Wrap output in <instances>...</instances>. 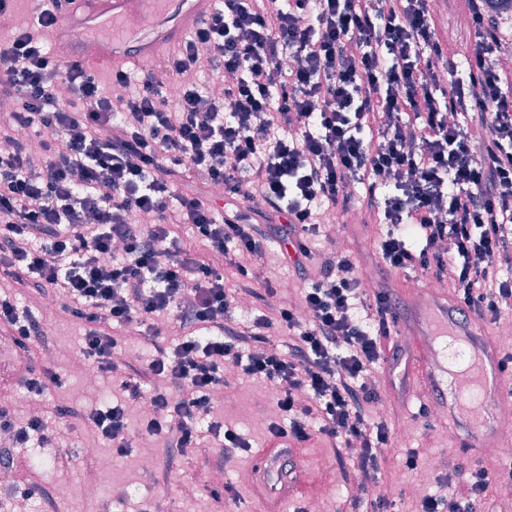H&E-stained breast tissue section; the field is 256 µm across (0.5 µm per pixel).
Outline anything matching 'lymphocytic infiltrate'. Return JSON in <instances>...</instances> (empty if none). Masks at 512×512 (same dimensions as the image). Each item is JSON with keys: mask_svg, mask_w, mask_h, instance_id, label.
I'll list each match as a JSON object with an SVG mask.
<instances>
[{"mask_svg": "<svg viewBox=\"0 0 512 512\" xmlns=\"http://www.w3.org/2000/svg\"><path fill=\"white\" fill-rule=\"evenodd\" d=\"M463 2L472 49L461 63L432 0H220L157 69L115 72L107 92L38 41L65 12L46 0L0 44V99L13 106L0 124V281L13 290L0 297V333L25 354L49 353L19 301L59 297L60 315L85 326L84 359L151 404L144 429L165 445L162 482L250 450L215 420L213 395L260 380L284 417L269 437L325 441L355 491L345 512H393L386 495L358 489L391 465L392 432L373 410L377 373L405 359L400 299L365 288L349 251L331 248L301 317L257 269L274 243L306 274L322 214L357 211L386 225L385 266L447 282L463 320L494 324L512 309V69L500 62L497 0ZM61 76L73 88L64 101ZM216 184L227 201L262 204L217 214L205 202ZM136 212L151 223H131ZM245 302L256 312L237 318ZM144 325L154 352L129 359L116 332ZM63 421L117 456L132 450L124 405L20 418L1 398L11 445L0 457L58 448ZM506 483L512 475L480 463L449 464L447 494L423 496L421 512H486Z\"/></svg>", "mask_w": 512, "mask_h": 512, "instance_id": "obj_1", "label": "lymphocytic infiltrate"}]
</instances>
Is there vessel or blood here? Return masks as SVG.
<instances>
[{"mask_svg":"<svg viewBox=\"0 0 512 512\" xmlns=\"http://www.w3.org/2000/svg\"><path fill=\"white\" fill-rule=\"evenodd\" d=\"M211 8L212 0H72L69 24L56 27L53 46L94 71L158 63ZM130 17L142 22L143 33L123 30ZM418 294L428 297L429 306L413 308L411 323L400 330L409 345L403 380L419 396L443 405L445 417L462 432L463 447L476 452L512 440L494 412L512 385V373L504 370L489 330L462 322L446 295L431 288ZM302 458L301 448L285 439L253 450L258 512H281L285 502L304 494L310 475L300 465Z\"/></svg>","mask_w":512,"mask_h":512,"instance_id":"1","label":"vessel or blood"}]
</instances>
